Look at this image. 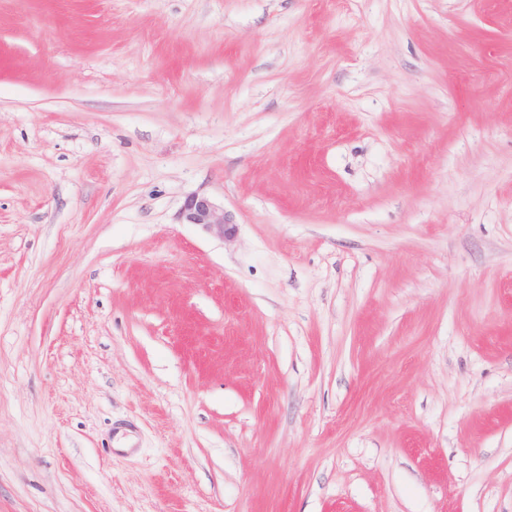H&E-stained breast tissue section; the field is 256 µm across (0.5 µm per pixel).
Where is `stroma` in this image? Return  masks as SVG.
<instances>
[{"instance_id":"1","label":"stroma","mask_w":512,"mask_h":512,"mask_svg":"<svg viewBox=\"0 0 512 512\" xmlns=\"http://www.w3.org/2000/svg\"><path fill=\"white\" fill-rule=\"evenodd\" d=\"M0 512H512V0H0ZM181 216L186 224L201 226L207 233L222 240L233 231V224L227 222L224 209L205 195L187 197Z\"/></svg>"}]
</instances>
